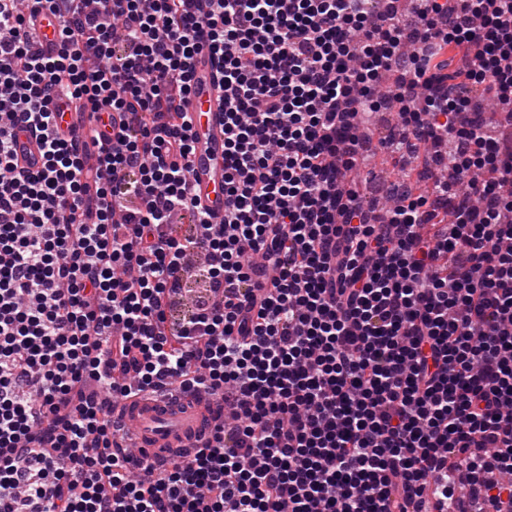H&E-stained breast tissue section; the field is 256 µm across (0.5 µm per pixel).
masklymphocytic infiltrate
I'll return each mask as SVG.
<instances>
[{
  "instance_id": "obj_1",
  "label": "lymphocytic infiltrate",
  "mask_w": 512,
  "mask_h": 512,
  "mask_svg": "<svg viewBox=\"0 0 512 512\" xmlns=\"http://www.w3.org/2000/svg\"><path fill=\"white\" fill-rule=\"evenodd\" d=\"M378 2L0 0V512H512V139L480 110L512 104V0ZM204 50L219 224L187 164ZM386 106L436 163L379 215L345 176ZM164 380L233 418L141 476L112 409ZM58 26L57 18L50 12L43 11L38 15L33 36L42 49L55 47L58 42ZM16 153L22 165L35 171L42 167V158L39 147V140L28 133L18 138Z\"/></svg>"
}]
</instances>
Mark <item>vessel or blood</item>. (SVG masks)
I'll return each instance as SVG.
<instances>
[{"label":"vessel or blood","mask_w":512,"mask_h":512,"mask_svg":"<svg viewBox=\"0 0 512 512\" xmlns=\"http://www.w3.org/2000/svg\"><path fill=\"white\" fill-rule=\"evenodd\" d=\"M42 49L58 42V20L41 12L33 32ZM221 76L209 55L195 62L194 88L189 109L196 121L195 149L189 158L191 177L199 200L211 223L224 219V116L219 110ZM16 153L22 165L42 166L39 140L27 134L18 138ZM216 403L199 396L133 397L121 402L118 416L133 438L132 461L161 467L173 462L188 463L196 448L211 439L216 421Z\"/></svg>","instance_id":"b4317fda"}]
</instances>
